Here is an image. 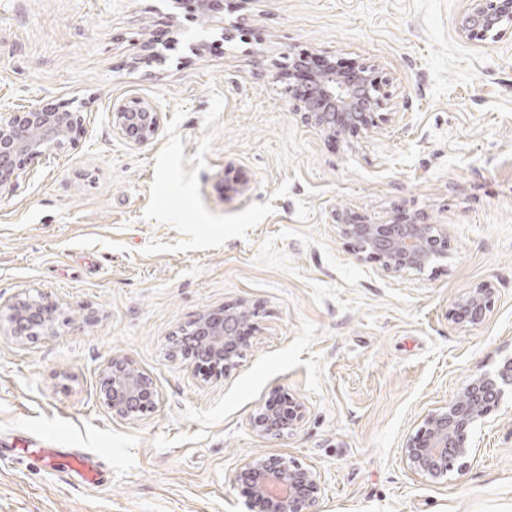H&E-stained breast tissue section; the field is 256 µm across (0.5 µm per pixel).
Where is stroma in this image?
<instances>
[{
	"instance_id": "obj_1",
	"label": "stroma",
	"mask_w": 512,
	"mask_h": 512,
	"mask_svg": "<svg viewBox=\"0 0 512 512\" xmlns=\"http://www.w3.org/2000/svg\"><path fill=\"white\" fill-rule=\"evenodd\" d=\"M465 8L224 0V35L171 0H0V104L85 117L66 153L0 192V302L59 309L34 339L0 326V512H247L239 472L258 455L315 470V512H512V396L447 484L403 455L428 411L512 354V29L461 37ZM303 51L375 68L395 120L358 137L303 123L288 92ZM121 100L158 107V139L113 130ZM342 209L442 225L448 259L404 276L356 260ZM481 281L491 313L453 323ZM241 302L253 326L227 375L171 358L175 332ZM115 356L154 382L138 420L102 400ZM282 393L305 420L257 436ZM46 448L91 454L97 478Z\"/></svg>"
}]
</instances>
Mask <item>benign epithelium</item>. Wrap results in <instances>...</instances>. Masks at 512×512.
Returning a JSON list of instances; mask_svg holds the SVG:
<instances>
[{
	"instance_id": "1",
	"label": "benign epithelium",
	"mask_w": 512,
	"mask_h": 512,
	"mask_svg": "<svg viewBox=\"0 0 512 512\" xmlns=\"http://www.w3.org/2000/svg\"><path fill=\"white\" fill-rule=\"evenodd\" d=\"M199 3L204 17L212 20L223 15V0ZM508 25L512 27V0H467L458 32L468 40L484 41ZM385 86L386 80L373 71L364 70L349 78L332 69L323 72L309 91L294 85L289 91L304 123L333 136L359 135L377 126L387 100ZM84 123L80 112H48L39 104L23 109L0 107V190L15 188L27 164L67 151ZM112 127L134 144L145 145L161 134L162 113L150 102L115 104ZM336 226L353 244L357 260H375L389 274L421 272L448 254L447 232L437 224H374L339 210ZM495 292L490 281L475 285L454 304L451 318L462 326L484 322ZM53 313L38 295L0 304V321H7L11 335L17 338L33 335L35 328H51ZM251 318L252 311L243 303L200 314L181 332V342H195L198 354L183 348V356L208 361L204 367L207 377L228 372L246 346L244 330ZM507 387L512 388V356L503 359L494 371L466 379L448 403L427 413L417 430L407 436L403 449L410 469L442 485L448 483L451 472L467 467L476 448L475 426L499 407ZM102 395L112 415L125 420H135L156 407L152 378L119 357L108 363ZM283 401L290 406L288 416L269 406L253 416L251 426L258 436H276L303 421L304 403L289 395ZM241 475L255 477L250 483L248 512H313L321 494L314 471L279 457H252L243 464Z\"/></svg>"
}]
</instances>
